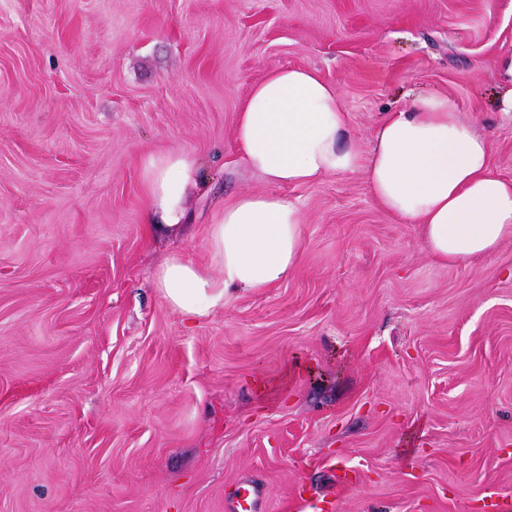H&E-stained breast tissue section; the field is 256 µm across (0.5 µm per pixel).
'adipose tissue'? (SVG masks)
Returning a JSON list of instances; mask_svg holds the SVG:
<instances>
[{
  "mask_svg": "<svg viewBox=\"0 0 512 512\" xmlns=\"http://www.w3.org/2000/svg\"><path fill=\"white\" fill-rule=\"evenodd\" d=\"M246 164L277 185H304L329 174H367L373 198L399 223L417 225L430 256L460 262L492 252L512 236V179L494 168L489 141L459 117L452 99L418 97L375 127L367 152L348 141V117L318 70L278 67L256 83L238 115ZM199 161L185 153L152 156L143 171L150 211L181 229ZM304 217L275 194L241 193L208 236L224 276L212 278L173 255L155 274L167 303L201 318L232 292L260 291L287 279L302 246Z\"/></svg>",
  "mask_w": 512,
  "mask_h": 512,
  "instance_id": "obj_1",
  "label": "adipose tissue"
}]
</instances>
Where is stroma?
<instances>
[{"label": "stroma", "instance_id": "stroma-1", "mask_svg": "<svg viewBox=\"0 0 512 512\" xmlns=\"http://www.w3.org/2000/svg\"><path fill=\"white\" fill-rule=\"evenodd\" d=\"M512 0H0V512H493L512 501V237L432 260L365 171L278 186L235 139L275 67L333 84L353 142L452 98L512 178ZM161 151L191 231L144 222ZM297 203L288 278L192 319L152 282L241 192Z\"/></svg>", "mask_w": 512, "mask_h": 512}]
</instances>
